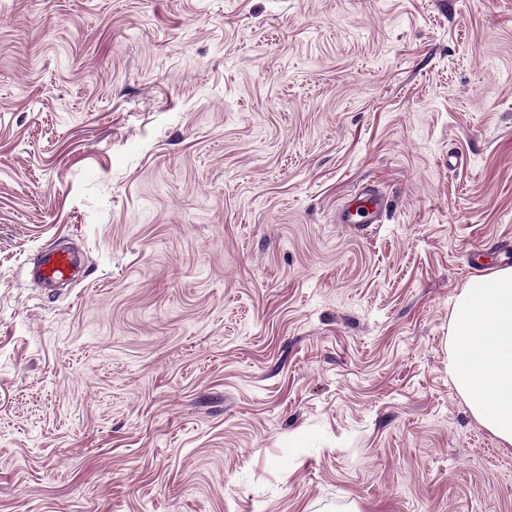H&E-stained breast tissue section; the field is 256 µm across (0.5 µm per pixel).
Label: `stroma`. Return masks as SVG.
Masks as SVG:
<instances>
[{"label": "stroma", "mask_w": 512, "mask_h": 512, "mask_svg": "<svg viewBox=\"0 0 512 512\" xmlns=\"http://www.w3.org/2000/svg\"><path fill=\"white\" fill-rule=\"evenodd\" d=\"M502 267L512 0H0V512H512ZM381 211L382 204L376 191L362 189L342 210L340 222L341 224H378L381 223ZM356 217L359 220H356ZM32 278L51 285L59 282H76L84 274V266L71 250L52 245L42 249L29 271ZM448 373L472 416L512 446V267L474 277L452 312Z\"/></svg>", "instance_id": "1"}]
</instances>
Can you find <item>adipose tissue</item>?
I'll return each instance as SVG.
<instances>
[{"label": "adipose tissue", "instance_id": "ef3b65f1", "mask_svg": "<svg viewBox=\"0 0 512 512\" xmlns=\"http://www.w3.org/2000/svg\"><path fill=\"white\" fill-rule=\"evenodd\" d=\"M448 372L472 416L512 446V267L474 277L452 312Z\"/></svg>", "mask_w": 512, "mask_h": 512}]
</instances>
